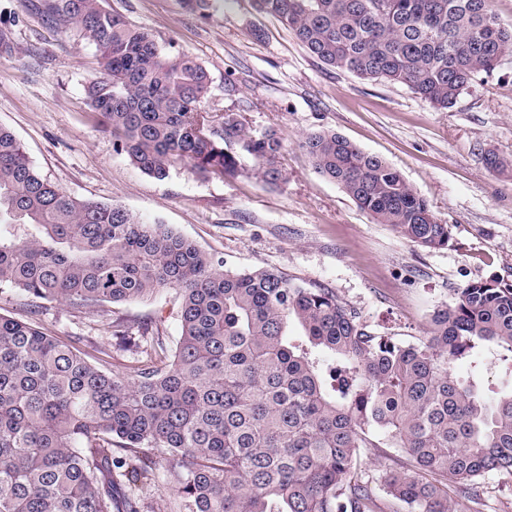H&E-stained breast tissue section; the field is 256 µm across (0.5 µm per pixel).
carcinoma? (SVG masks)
<instances>
[{
  "label": "carcinoma",
  "instance_id": "cac0c4a2",
  "mask_svg": "<svg viewBox=\"0 0 512 512\" xmlns=\"http://www.w3.org/2000/svg\"><path fill=\"white\" fill-rule=\"evenodd\" d=\"M327 66L402 84L451 108L480 74L512 58L494 0H249ZM55 25L79 26L100 70L88 109L146 174L188 164L203 176L288 181L282 138L246 131L207 105L210 76L165 52L105 0H45ZM316 173L378 223L428 249L449 225L386 161L332 130L301 142ZM0 288L73 309L182 297L168 355L149 323L112 322L124 343L152 336L131 365L107 371L72 337L0 315V512H140L138 482L166 462L176 512H381L358 469L363 448H399L381 476L408 512H472L478 479L512 472V389L485 394L487 352L512 372V283L473 282L433 311L425 340L377 336L327 288L273 269L229 273L164 224L78 199L45 180L0 125ZM295 321L303 335H288Z\"/></svg>",
  "mask_w": 512,
  "mask_h": 512
}]
</instances>
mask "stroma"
Here are the masks:
<instances>
[{
    "label": "stroma",
    "mask_w": 512,
    "mask_h": 512,
    "mask_svg": "<svg viewBox=\"0 0 512 512\" xmlns=\"http://www.w3.org/2000/svg\"><path fill=\"white\" fill-rule=\"evenodd\" d=\"M108 4L165 50L203 64L211 110L239 113L251 133L276 130L288 181L271 187L249 172L205 177L186 164L162 179L143 173L85 106L83 86L100 69L95 47L75 26L55 28L24 0H0V125L14 132L44 178L77 198L167 225L222 260L224 270L275 268L296 283L331 289L371 332L403 342L421 341L432 312L468 283H512V60L441 112L406 86L321 63L247 0L205 16L179 0ZM322 129L398 170L449 224L447 247L415 246L317 174L299 142ZM180 307L177 291L163 288L91 309L45 300L33 315L24 295L0 292V314L80 337L81 350L110 371L132 359L110 322H152L172 349ZM479 490L478 512H512V473H488Z\"/></svg>",
    "instance_id": "35a3bbf8"
}]
</instances>
